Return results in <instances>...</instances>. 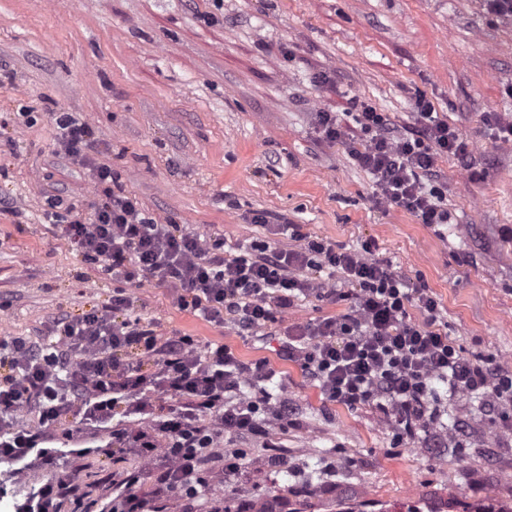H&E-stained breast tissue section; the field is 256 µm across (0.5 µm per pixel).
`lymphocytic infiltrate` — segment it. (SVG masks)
Instances as JSON below:
<instances>
[{"mask_svg": "<svg viewBox=\"0 0 512 512\" xmlns=\"http://www.w3.org/2000/svg\"><path fill=\"white\" fill-rule=\"evenodd\" d=\"M414 118V130L403 134L363 102L353 126L329 112L318 113L317 123L325 139L344 145L371 174L383 200L439 228L451 213L438 160L452 155L467 167L472 150L427 97H416ZM55 125L59 152L105 188L104 201L84 221L69 219L59 196L44 204V222L85 262L115 280L172 289L180 309L238 336L270 329L277 311L302 297L347 303L346 313L284 329L280 345L327 401L377 407L400 435L422 431L438 442L440 382L449 395L481 398L499 426L512 429V369L466 356L448 334L437 297L395 272L375 243L349 250L281 224L278 234L290 235L297 248L261 239L232 254L221 233L158 223L116 184L109 166L94 162L87 124L61 113ZM270 376L267 362H242L227 344L157 332L134 316L121 291L104 306L58 317L40 342L1 337L0 460L13 464L18 480L33 465L51 469L16 512H57L76 490L58 469L78 467L91 450L75 440L107 423L111 440L103 454L117 462L133 454L141 465L103 477L100 512H198L203 502L222 512L212 475L239 470L245 458L229 440L253 438L266 448L268 464L279 460L273 432L287 429L291 409L287 398L263 388ZM21 416L31 424L18 426ZM61 426L65 450L53 445Z\"/></svg>", "mask_w": 512, "mask_h": 512, "instance_id": "1", "label": "lymphocytic infiltrate"}]
</instances>
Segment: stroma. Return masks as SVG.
<instances>
[{"mask_svg": "<svg viewBox=\"0 0 512 512\" xmlns=\"http://www.w3.org/2000/svg\"><path fill=\"white\" fill-rule=\"evenodd\" d=\"M0 0V330L38 338L54 317L100 306L123 287L144 321L224 340L243 361L267 359L295 414L282 465L265 449L215 490L261 512L273 498L302 512H344L374 499L451 506L512 503V431L478 398L444 400L448 444L397 439L375 407L326 402L277 336L243 339L179 309L173 291L116 283L42 221L62 195L88 216L103 201L86 169L58 154L55 117L94 131L111 166L159 223L219 232L240 244L295 240L254 223L302 225L349 249L375 242L394 271L439 299L448 334L466 353L512 365V142L483 116H512V18L484 0ZM328 81H320L321 73ZM426 95L470 143L473 170L438 168L452 219L441 231L381 200L316 115L351 124L355 102L397 128ZM32 114L24 121L20 109Z\"/></svg>", "mask_w": 512, "mask_h": 512, "instance_id": "obj_1", "label": "stroma"}]
</instances>
